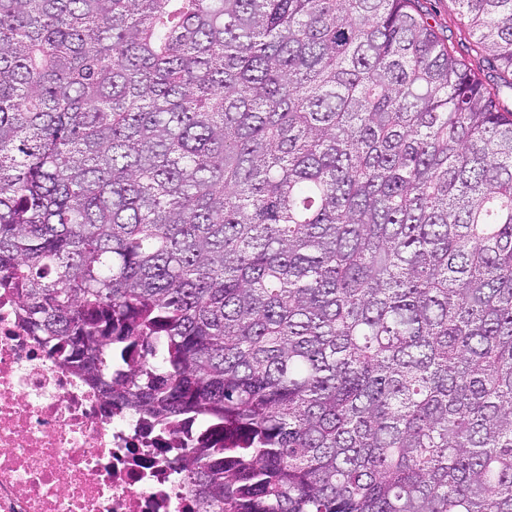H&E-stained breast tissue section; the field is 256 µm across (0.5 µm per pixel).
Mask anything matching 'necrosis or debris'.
<instances>
[{"label": "necrosis or debris", "instance_id": "1", "mask_svg": "<svg viewBox=\"0 0 512 512\" xmlns=\"http://www.w3.org/2000/svg\"><path fill=\"white\" fill-rule=\"evenodd\" d=\"M192 445L106 407L0 295V512H198L177 463Z\"/></svg>", "mask_w": 512, "mask_h": 512}]
</instances>
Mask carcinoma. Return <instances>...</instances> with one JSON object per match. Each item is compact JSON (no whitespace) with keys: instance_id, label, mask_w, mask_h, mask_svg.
<instances>
[{"instance_id":"1","label":"carcinoma","mask_w":512,"mask_h":512,"mask_svg":"<svg viewBox=\"0 0 512 512\" xmlns=\"http://www.w3.org/2000/svg\"><path fill=\"white\" fill-rule=\"evenodd\" d=\"M418 2L0 0V289L201 512H512V0ZM419 4L424 11L430 14V23L443 32L445 36H448L455 46L461 48V43L464 46H468L471 42V36L469 35L465 26L459 21V15L457 14V6L451 0H419Z\"/></svg>"}]
</instances>
